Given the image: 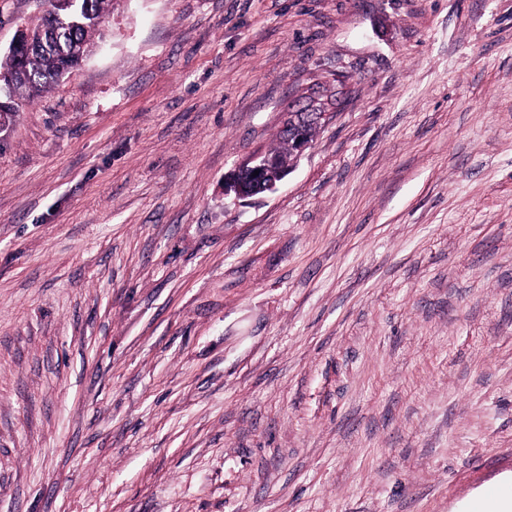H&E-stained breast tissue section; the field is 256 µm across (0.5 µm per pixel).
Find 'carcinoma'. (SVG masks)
Returning a JSON list of instances; mask_svg holds the SVG:
<instances>
[{
    "instance_id": "cac0c4a2",
    "label": "carcinoma",
    "mask_w": 512,
    "mask_h": 512,
    "mask_svg": "<svg viewBox=\"0 0 512 512\" xmlns=\"http://www.w3.org/2000/svg\"><path fill=\"white\" fill-rule=\"evenodd\" d=\"M117 0H72L59 10L58 31L48 32L49 44L34 47L21 56H0V76L8 79L6 98L31 99L41 95L53 83L74 72L94 50L101 38V24ZM276 146L265 151L275 169L290 166L295 155L290 139L279 132Z\"/></svg>"
}]
</instances>
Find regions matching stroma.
<instances>
[{
	"mask_svg": "<svg viewBox=\"0 0 512 512\" xmlns=\"http://www.w3.org/2000/svg\"><path fill=\"white\" fill-rule=\"evenodd\" d=\"M47 0H0V54ZM0 120V512H477L512 485V0H121ZM343 106L274 190L224 177ZM337 94L339 93L336 90H332L330 87H323L321 91H315L309 94L307 98H303L302 104L309 100L310 102L303 108L301 119L299 121L295 119L293 125L299 127L298 125L304 122L320 121L326 116V112L339 109L343 101Z\"/></svg>",
	"mask_w": 512,
	"mask_h": 512,
	"instance_id": "obj_1",
	"label": "stroma"
}]
</instances>
